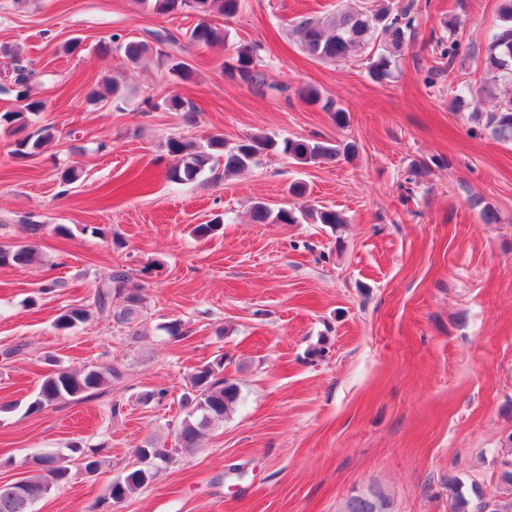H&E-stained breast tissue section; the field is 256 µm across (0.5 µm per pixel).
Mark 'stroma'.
<instances>
[{
    "label": "stroma",
    "instance_id": "obj_1",
    "mask_svg": "<svg viewBox=\"0 0 512 512\" xmlns=\"http://www.w3.org/2000/svg\"><path fill=\"white\" fill-rule=\"evenodd\" d=\"M388 2L412 10L416 29L376 81L368 50L325 63L296 29L363 0H245L234 18L211 16L226 32L220 47L187 41L193 15H160L142 0H0V113L17 105L4 85L18 60L45 104L37 125L54 129L36 155L18 157V133L0 127V244L42 254L37 265L0 266V483L28 477L43 452L68 471L34 512H340L370 489L391 512H448L452 475L498 494L512 446V145L448 100L482 83L499 0ZM448 14L461 21V54L433 77ZM157 32L175 39L191 82L102 51L112 35ZM243 44L259 46L265 85L231 75ZM107 80L123 99L88 104ZM307 86L320 101L301 96ZM172 92L190 111H145L144 99ZM327 99L348 112L346 128ZM213 132L352 141L358 153L310 166L269 153L239 174L218 161L194 181H169L167 139ZM414 163L427 170L410 184ZM65 167L82 179L62 184ZM294 181L303 197L289 193ZM258 201L297 212V223L254 222ZM487 204L497 223L482 221ZM326 207L347 224L313 223L309 211ZM218 215L222 230L195 239L193 228ZM119 266L143 288L132 327L95 313L57 330L60 312L90 305L95 278ZM175 318L187 339L165 332ZM216 362L240 388L235 411L150 485L107 503L135 449H174L188 378ZM89 365L121 377L28 412L54 368ZM155 388L166 389L162 402H139ZM93 453L101 465L90 474L82 458Z\"/></svg>",
    "mask_w": 512,
    "mask_h": 512
}]
</instances>
